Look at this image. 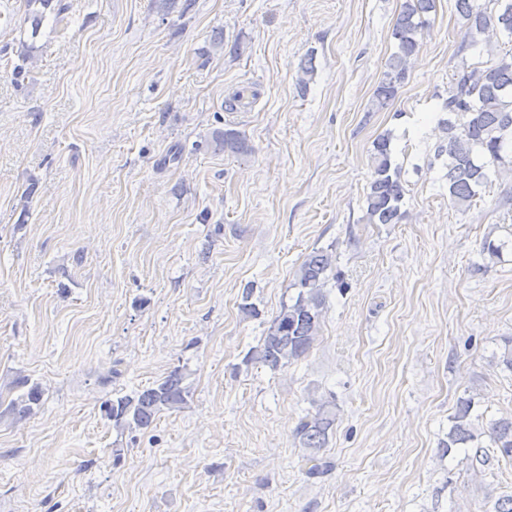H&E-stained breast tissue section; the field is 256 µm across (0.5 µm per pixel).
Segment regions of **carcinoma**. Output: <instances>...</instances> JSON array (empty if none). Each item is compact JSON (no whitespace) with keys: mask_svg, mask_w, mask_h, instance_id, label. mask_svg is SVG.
<instances>
[{"mask_svg":"<svg viewBox=\"0 0 512 512\" xmlns=\"http://www.w3.org/2000/svg\"><path fill=\"white\" fill-rule=\"evenodd\" d=\"M435 2L404 0L391 33L394 51L374 93L376 107H383L396 96L412 57L418 52L423 17L435 10ZM25 5V22L30 25L33 39L38 36L46 13L59 17L67 10L62 0H25ZM455 6L464 20L459 52L481 47L487 53L484 61L470 64L464 60L456 67L442 103L448 118L442 120L446 143L438 146V154L448 156V200L457 207L468 208L491 184V175L502 168H512V0H456ZM223 142L224 149L233 153L249 151L246 139L237 132L225 131ZM372 163V181L365 199L367 221L393 224L400 218L404 190L400 168L392 157L391 134L375 142ZM334 269L335 256L327 250H316L306 257L296 272V298L281 306L260 344L248 352L246 362L277 371L310 352L325 314L323 287ZM188 377L177 368L156 386L107 401L103 409L117 425L146 429L161 412L178 410L186 404L190 394ZM41 396L40 387L33 385L10 401L9 410L24 417L39 404ZM311 405L313 411L299 420L293 436L300 447L314 452L306 474L317 477L328 471V462L315 453L327 445L336 422V403L313 398ZM475 406L472 396L458 400L450 418L448 439L441 442L442 455L462 451L467 459L486 466L493 455L479 443ZM488 434L496 456L512 460V416L491 421Z\"/></svg>","mask_w":512,"mask_h":512,"instance_id":"cac0c4a2","label":"carcinoma"}]
</instances>
